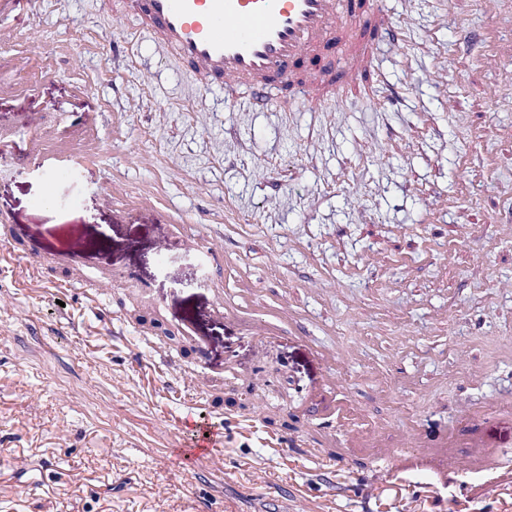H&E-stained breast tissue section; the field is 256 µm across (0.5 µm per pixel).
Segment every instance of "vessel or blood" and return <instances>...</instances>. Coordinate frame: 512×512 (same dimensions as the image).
Segmentation results:
<instances>
[{"instance_id": "vessel-or-blood-1", "label": "vessel or blood", "mask_w": 512, "mask_h": 512, "mask_svg": "<svg viewBox=\"0 0 512 512\" xmlns=\"http://www.w3.org/2000/svg\"><path fill=\"white\" fill-rule=\"evenodd\" d=\"M112 16L153 34L203 88L257 111L342 99L377 73L378 48L405 36L384 0H112ZM293 319L280 304L258 332L276 335ZM399 440L374 455L376 466L420 469L436 453L414 431Z\"/></svg>"}]
</instances>
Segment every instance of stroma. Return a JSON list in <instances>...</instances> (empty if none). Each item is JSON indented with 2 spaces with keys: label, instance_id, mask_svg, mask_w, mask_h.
I'll use <instances>...</instances> for the list:
<instances>
[{
  "label": "stroma",
  "instance_id": "1",
  "mask_svg": "<svg viewBox=\"0 0 512 512\" xmlns=\"http://www.w3.org/2000/svg\"><path fill=\"white\" fill-rule=\"evenodd\" d=\"M388 6L409 36L381 49L379 84L285 112L203 90L146 33L90 100L75 86L102 59L72 41L121 36L103 0L6 19L16 39L0 43V80L18 89L0 95V245L13 247L0 264V512H448L452 500L512 512V413L489 411L512 399V239L496 232L512 206V100L484 99L499 72L449 30L440 0ZM386 85L403 90L397 103ZM37 118L61 140L95 130L102 163L46 193L43 167L22 166ZM457 225L473 229L460 244ZM201 239L247 268H224L214 288ZM31 266L48 280L25 281ZM74 268L111 275L112 324L91 289L67 287ZM243 288L261 310L287 301L294 335L226 318ZM322 351L336 354L332 393ZM468 411L481 414L471 428ZM199 418L246 429L179 464ZM328 421L411 427L430 448L477 433L502 462L501 493L482 497V475L444 462L393 487L366 449L340 468L268 445Z\"/></svg>",
  "mask_w": 512,
  "mask_h": 512
}]
</instances>
